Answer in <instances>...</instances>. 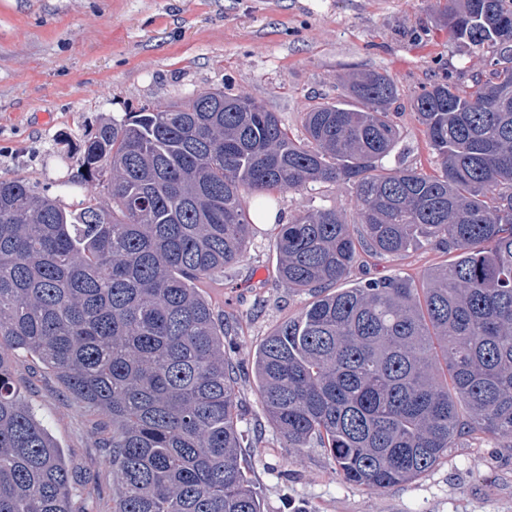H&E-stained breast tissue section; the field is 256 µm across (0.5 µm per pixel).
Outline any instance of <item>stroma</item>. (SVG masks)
Wrapping results in <instances>:
<instances>
[{"instance_id":"stroma-1","label":"stroma","mask_w":512,"mask_h":512,"mask_svg":"<svg viewBox=\"0 0 512 512\" xmlns=\"http://www.w3.org/2000/svg\"><path fill=\"white\" fill-rule=\"evenodd\" d=\"M445 0H0V176L70 204L100 196L80 176L76 149L101 123L209 88L246 94L301 130L312 96L339 95L340 76L376 69L400 89L392 107L400 140L388 169L439 166L411 110L422 86L449 75L469 88L488 59L454 40L441 21ZM284 216L333 208L353 216L351 184L276 194ZM274 226L253 225L246 256L199 290L239 322L231 354L250 440L241 459L263 512H512V443L480 432L455 439L439 462L407 483L374 491L347 482L327 449L287 447L267 419L254 360L263 340L297 316L312 293L281 286ZM449 254L421 243L407 253L365 257L345 280H423ZM15 373L59 445L84 476L81 512H112V466L101 446L105 418L78 403L27 355Z\"/></svg>"}]
</instances>
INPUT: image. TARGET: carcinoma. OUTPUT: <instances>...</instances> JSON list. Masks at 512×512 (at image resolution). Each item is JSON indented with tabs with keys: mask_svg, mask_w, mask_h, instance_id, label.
Instances as JSON below:
<instances>
[{
	"mask_svg": "<svg viewBox=\"0 0 512 512\" xmlns=\"http://www.w3.org/2000/svg\"><path fill=\"white\" fill-rule=\"evenodd\" d=\"M452 39L493 55L462 91L411 99L440 174L386 169L400 131L394 79L344 82L295 138L247 95L204 89L85 136L81 179L104 200L71 207L0 177V512H82L79 481L25 401L16 355L37 356L112 422V512H262L238 448L239 400L216 312L198 284L245 257L243 194L350 182L354 235L317 208L280 225L279 281L315 300L259 347L255 378L290 448L320 441L371 490L430 469L456 437L512 441V0H446ZM425 241L455 253L420 283L355 288L360 254Z\"/></svg>",
	"mask_w": 512,
	"mask_h": 512,
	"instance_id": "carcinoma-1",
	"label": "carcinoma"
}]
</instances>
